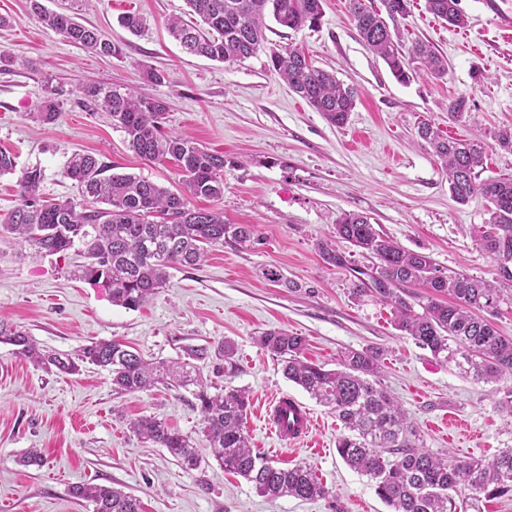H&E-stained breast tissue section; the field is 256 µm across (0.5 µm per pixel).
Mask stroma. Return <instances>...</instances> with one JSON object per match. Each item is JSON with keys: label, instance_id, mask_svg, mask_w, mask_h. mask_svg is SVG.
I'll list each match as a JSON object with an SVG mask.
<instances>
[{"label": "stroma", "instance_id": "35a3bbf8", "mask_svg": "<svg viewBox=\"0 0 512 512\" xmlns=\"http://www.w3.org/2000/svg\"><path fill=\"white\" fill-rule=\"evenodd\" d=\"M347 2L324 0L313 29L266 21L269 43L305 48L316 66L356 90V106L339 127L277 76L267 50L234 63L183 52L166 22L189 20L186 0H88L81 23L119 44L118 56L92 54L44 27L29 0H0V15L12 19L0 29V148L16 155L18 169H43L46 195L77 198L63 174L75 153L176 187L174 161L141 160L105 114L75 95L88 79L130 84L166 101V131L225 156L223 199L194 198L191 206L220 209L225 223L253 225L260 239L253 249L214 248L199 269L172 270L168 288L133 311L113 305L105 289L71 278V260L20 258L6 236L0 238V318L58 353L117 340L165 363L207 349L197 372L250 398L254 452L283 467L308 466L326 488L324 497L309 501L261 496L219 468L190 392L159 385L120 396L106 369L49 373L0 344V512H93L69 493L90 482L135 496L143 512H388L373 483L338 456L343 427L335 413L288 382L280 359L257 345L269 329L305 337V357L329 369L345 350L380 348V381L431 452L490 457L512 448V410L502 407L498 384L463 377L419 348L394 328L389 307L354 296L348 271L326 266L317 249L337 216L355 211L404 248L429 253L440 268L498 284L497 262L475 234L489 218L486 200L475 196L461 205L453 199L417 126L428 120L454 138L512 127V29L505 24L512 5L459 0L467 24L455 28L435 18L426 0H412L397 29L406 43L422 41L441 53L448 73L401 83L360 40ZM127 13L141 17L138 33L119 25ZM146 69L161 82H144ZM48 83L62 92L61 115L42 124L33 114ZM460 96L469 110L449 119L448 105ZM267 269L282 282L264 279ZM226 342L234 347L228 362L217 351ZM284 395L304 403L315 420L305 439L283 442L267 432L266 408ZM142 415L191 436L201 467L185 470L166 449L143 442L129 425ZM29 448L41 449L43 466L20 464Z\"/></svg>", "mask_w": 512, "mask_h": 512}]
</instances>
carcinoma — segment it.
I'll use <instances>...</instances> for the list:
<instances>
[{
	"mask_svg": "<svg viewBox=\"0 0 512 512\" xmlns=\"http://www.w3.org/2000/svg\"><path fill=\"white\" fill-rule=\"evenodd\" d=\"M85 0H71L66 12L49 11L41 0H30L43 24L70 42L103 55H118L120 46L102 38L94 27L76 21ZM199 21L179 18L167 23L170 36L189 54L221 62H238L256 54L267 42L265 17L292 30L318 25L324 0H186ZM349 0L351 22L359 38L388 66L400 82L413 73L442 78L448 63L432 47L415 42L405 49L396 21L409 13L410 0ZM431 14L460 27L465 17L459 0H426ZM273 70L292 91L325 119L341 126L356 105V92L319 68L297 47L269 49ZM85 105L105 112L112 127L124 133L130 150L147 162L172 159L181 179L171 190L146 178L111 171L90 154L75 153L64 175L75 181L81 201L49 198L41 185L44 171L33 166L17 179L19 199L0 222V237L9 234L22 252L82 258L73 275L107 288L112 304L137 310L167 287L170 270L197 269L209 248L224 244L251 248L259 242L251 224H226L218 210L196 209L189 198L218 201L224 196V154L163 131L167 104L133 86L88 80L76 89ZM34 118L50 124L60 116L56 90L48 91ZM441 160L454 199L464 204L480 195L488 202L489 219L477 229L480 247L498 263L501 283L512 284V175L481 177L487 149L512 152V128L473 139L448 138L428 122L417 127ZM322 261L352 275L357 296L370 295L391 307L395 327L422 349L477 382L511 381L501 388L502 403L512 405V338L499 333L488 316L512 301L503 289L463 272L441 269L428 253L408 250L381 235L362 213L343 211L330 238L317 245ZM372 258L362 269L355 253ZM430 291L422 311L415 310L409 286ZM260 344L280 357L283 374L312 398L336 412L345 433L336 442L343 462L367 476L391 512H463L465 490L487 497L512 496V448L492 458H460L434 454L421 434L383 389L379 352L372 347L347 350L339 368L327 369L303 356L304 339L284 330H270ZM0 343L45 371L66 374L86 366L109 370L118 394L149 390L162 379L191 390L202 414L203 433L219 467L242 477L271 499L311 500L325 490L306 465L282 468L254 454L246 426L249 397L224 387L215 394L188 362L160 363L115 341L98 340L73 354L39 347L19 326L0 318ZM143 440L167 450L184 469L197 470L201 457L189 436L163 421L142 416L131 422ZM396 455L391 460L387 455ZM76 499L93 504L94 512H142L138 498L110 484L87 483L70 489Z\"/></svg>",
	"mask_w": 512,
	"mask_h": 512,
	"instance_id": "cac0c4a2",
	"label": "carcinoma"
}]
</instances>
